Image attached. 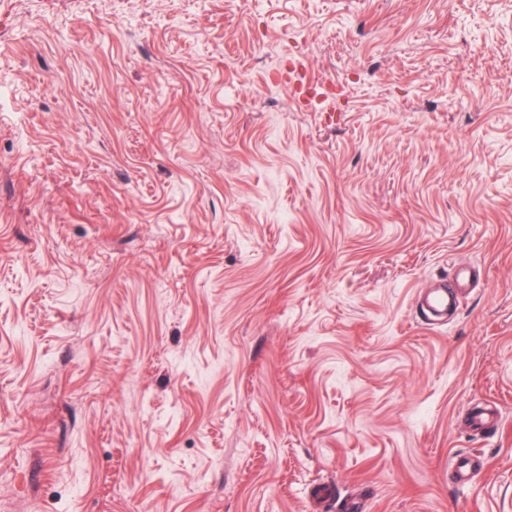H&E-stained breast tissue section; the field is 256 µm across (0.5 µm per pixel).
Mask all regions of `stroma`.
<instances>
[{
	"instance_id": "stroma-1",
	"label": "stroma",
	"mask_w": 512,
	"mask_h": 512,
	"mask_svg": "<svg viewBox=\"0 0 512 512\" xmlns=\"http://www.w3.org/2000/svg\"><path fill=\"white\" fill-rule=\"evenodd\" d=\"M351 500L512 512V0H0V512ZM471 278L466 274V272H462L458 274L453 284L448 287L447 286L440 287L437 289H432L425 293L424 302L428 309V312L431 316H428L426 319L427 325H435L437 324L436 319L444 315L448 316V301L452 300L456 303L459 300L460 295L468 291L471 286ZM466 421L473 429L484 433H495L496 426L493 422V411L486 406H468Z\"/></svg>"
}]
</instances>
